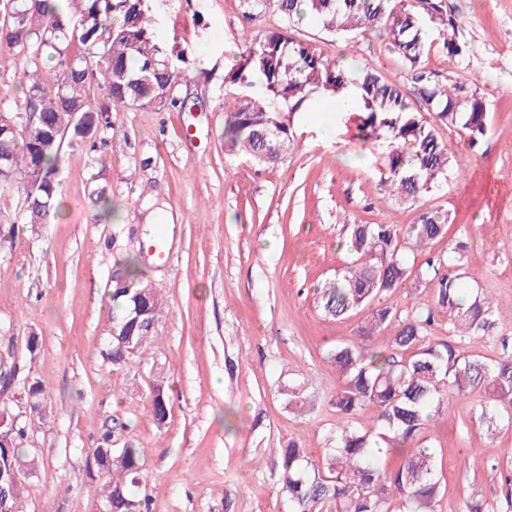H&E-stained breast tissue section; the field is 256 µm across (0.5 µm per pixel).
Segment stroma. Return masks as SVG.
<instances>
[{
	"label": "stroma",
	"mask_w": 512,
	"mask_h": 512,
	"mask_svg": "<svg viewBox=\"0 0 512 512\" xmlns=\"http://www.w3.org/2000/svg\"><path fill=\"white\" fill-rule=\"evenodd\" d=\"M165 41L190 47L181 95L197 109L109 115L112 146L67 149L60 215L30 226L17 195L0 193V370L12 373L7 405L25 415L39 383L54 417L32 423L24 443V512H96L98 483L86 460L105 424L146 450L133 494L152 512H288L278 492L281 448L296 440L329 447L343 421L329 404L342 385L326 358L353 340L358 317L325 318L315 290L347 266V224L418 223L422 211L449 218L446 239L406 250V264L448 251L464 237L473 261L467 291L492 297L496 336H473L469 354L512 352V0H449L467 50L448 58L441 43L426 56L441 80L476 84L488 110L477 147L458 127L436 125L457 164L420 202L398 203L380 185L387 144L358 139L339 112H296L280 161L257 165L224 149V74L239 52V0H154ZM293 37L326 57L339 52L375 65L394 83L404 68L371 32L343 40L317 20H300ZM212 66L199 67L200 53ZM120 209L104 215V202ZM166 226L164 262L151 249L153 225ZM139 262L163 297L158 334L143 354L115 365L108 288L123 258ZM38 339L37 355L27 350ZM169 403L165 421L152 407L155 385ZM302 388L293 407L289 388ZM480 395L455 402L431 422L441 506L471 499L506 512L512 421L479 419Z\"/></svg>",
	"instance_id": "stroma-1"
}]
</instances>
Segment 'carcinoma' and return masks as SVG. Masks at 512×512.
<instances>
[{
    "label": "carcinoma",
    "instance_id": "cac0c4a2",
    "mask_svg": "<svg viewBox=\"0 0 512 512\" xmlns=\"http://www.w3.org/2000/svg\"><path fill=\"white\" fill-rule=\"evenodd\" d=\"M304 1L331 32L382 34L401 58L412 94L436 121L467 131L473 144L485 136L487 107L478 91L443 82L424 63L439 37L448 57L463 53L448 0H240L243 39L238 59L224 74L225 144L258 164H274L293 139L286 115L315 93L333 97L352 88L363 139L388 141L382 185L401 202L418 201L451 167V148L412 107L406 91L377 67L356 65L344 54L326 59L289 37ZM271 9L282 25L259 28ZM155 24L148 0H0V53L14 65L23 90L20 100L0 102L10 121L0 125V189L20 195L23 223L46 224L58 215L64 141L95 150L118 106L183 111L178 83L189 49L161 41ZM93 82L101 90L98 99L88 94ZM344 229L355 260L321 289L317 301L329 317L362 315L356 338L327 353L344 380L330 405L345 424L321 457L296 441L282 449L279 491L288 497L289 512H438L445 486L428 423L447 414L453 400L473 393L486 397L483 419L496 412L511 417L512 353L483 360L464 349L469 337L490 336L496 325L492 300L463 291L469 265L464 243L448 245L447 254L428 258L417 272L403 259L405 245L421 247L447 235V219L426 211L404 231L394 224ZM130 264L123 260L109 288L117 310V334L107 354L114 365L142 352L157 335L161 296ZM422 283L433 285L432 305L401 315L390 297ZM441 318L453 339L430 335ZM380 336L386 338L385 352L374 349ZM28 407L41 423L52 415L38 383L28 389ZM153 409L165 421L160 386L153 390ZM367 409L373 410V425L352 426L351 418ZM2 416L11 448L0 450V485L8 491L10 512H22V484L10 481V471L35 459L19 446L25 426L5 404ZM118 427L105 429L91 449L92 479L112 512H151L148 499L129 492L139 481L145 449L123 440ZM381 454L399 456L400 464L391 472L381 469Z\"/></svg>",
    "mask_w": 512,
    "mask_h": 512
}]
</instances>
